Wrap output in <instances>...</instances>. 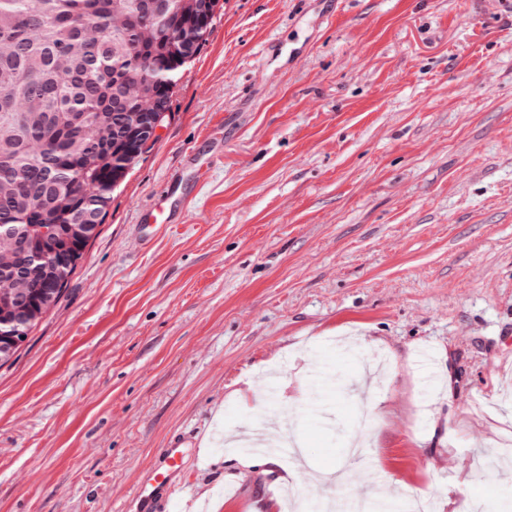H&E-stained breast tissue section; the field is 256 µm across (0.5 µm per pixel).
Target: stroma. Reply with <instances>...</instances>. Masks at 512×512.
<instances>
[{
	"label": "stroma",
	"mask_w": 512,
	"mask_h": 512,
	"mask_svg": "<svg viewBox=\"0 0 512 512\" xmlns=\"http://www.w3.org/2000/svg\"><path fill=\"white\" fill-rule=\"evenodd\" d=\"M169 113L0 361V512H124L219 410L291 422L315 512L512 499V0H218ZM279 474L188 448L177 512Z\"/></svg>",
	"instance_id": "obj_1"
}]
</instances>
